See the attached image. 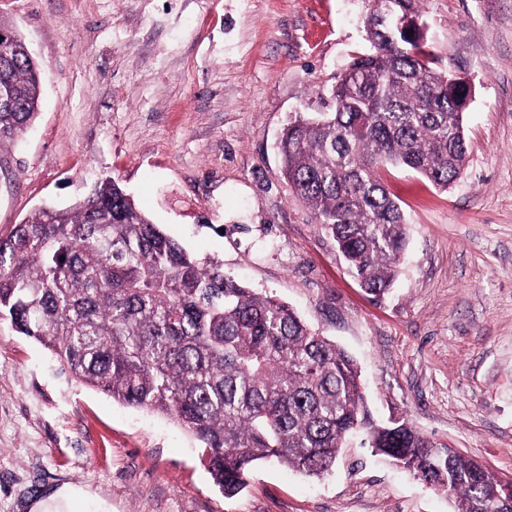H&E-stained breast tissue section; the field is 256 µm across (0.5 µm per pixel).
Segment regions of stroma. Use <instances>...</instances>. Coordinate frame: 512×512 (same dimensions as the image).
I'll return each mask as SVG.
<instances>
[{
	"label": "stroma",
	"mask_w": 512,
	"mask_h": 512,
	"mask_svg": "<svg viewBox=\"0 0 512 512\" xmlns=\"http://www.w3.org/2000/svg\"><path fill=\"white\" fill-rule=\"evenodd\" d=\"M366 0H0L42 76L0 146V236L115 178L153 223L292 305L357 361L374 416L512 478V0H423L428 49L470 79L468 163L448 190L382 168L409 225L366 294L281 174L276 142L367 46ZM74 488L66 500L58 493ZM453 512L363 446L314 480L259 465L228 497L170 418L84 386L0 322V512Z\"/></svg>",
	"instance_id": "obj_1"
}]
</instances>
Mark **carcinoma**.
I'll list each match as a JSON object with an SVG mask.
<instances>
[{
	"label": "carcinoma",
	"instance_id": "carcinoma-1",
	"mask_svg": "<svg viewBox=\"0 0 512 512\" xmlns=\"http://www.w3.org/2000/svg\"><path fill=\"white\" fill-rule=\"evenodd\" d=\"M367 12L370 48L335 76L330 111L285 125L281 172L368 293L396 281L406 223L384 164L448 188L465 168L467 92L424 50L420 0ZM0 49V147L35 120L40 77L20 34ZM92 198L42 206L0 237V320L32 338L82 383L130 407L175 419L202 449L226 495L274 460L319 477L362 433L419 480L431 469L454 512H504L500 480L406 418L376 422L356 362L274 295L224 274L150 221L112 178Z\"/></svg>",
	"mask_w": 512,
	"mask_h": 512
}]
</instances>
